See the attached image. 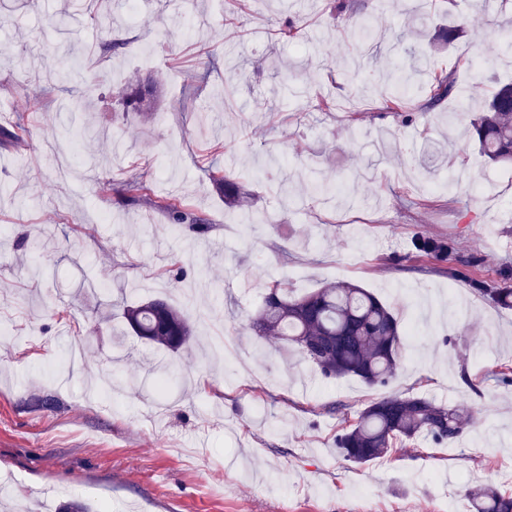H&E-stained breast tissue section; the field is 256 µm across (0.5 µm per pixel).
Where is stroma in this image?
<instances>
[{
  "mask_svg": "<svg viewBox=\"0 0 512 512\" xmlns=\"http://www.w3.org/2000/svg\"><path fill=\"white\" fill-rule=\"evenodd\" d=\"M0 0V480L13 506L57 512H470L466 491L512 493V308L471 288L512 269V164L469 133L512 81L500 0ZM371 18L360 43L353 19ZM299 21L302 38L277 34ZM426 29L409 34L412 22ZM462 25L449 44L439 30ZM120 43L104 57L99 46ZM454 72L457 96L411 123L387 106L393 60ZM291 79L294 93L284 94ZM157 85L141 117L123 91ZM333 100L329 112L316 100ZM81 100L86 108L73 112ZM243 178L225 204L206 170ZM454 176V192L441 191ZM145 196L124 204L125 181ZM315 181L343 182L328 205ZM209 219L173 228L161 202ZM445 240L442 261L415 238ZM351 281L407 333L384 386L327 380L255 335L268 286L302 295ZM163 297L197 339L179 352L133 336L125 305ZM54 397L46 410L35 397ZM468 407L456 441L420 439L367 465L334 438L371 401Z\"/></svg>",
  "mask_w": 512,
  "mask_h": 512,
  "instance_id": "1",
  "label": "stroma"
}]
</instances>
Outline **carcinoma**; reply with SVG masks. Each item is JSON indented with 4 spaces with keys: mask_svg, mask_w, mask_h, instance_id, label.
Instances as JSON below:
<instances>
[{
    "mask_svg": "<svg viewBox=\"0 0 512 512\" xmlns=\"http://www.w3.org/2000/svg\"><path fill=\"white\" fill-rule=\"evenodd\" d=\"M396 96L393 109H402L415 94L412 77L395 65ZM456 88L445 75L435 84L422 104L434 111ZM152 84L126 96L134 111L147 114L155 98ZM470 132L482 153L493 163L512 161V83L499 85L487 105L470 123ZM208 175L224 194V202L238 204L246 195L244 186L219 166ZM170 223L190 224L199 231L209 225L204 219L173 200L160 204ZM416 254L445 260L449 246L434 238L420 237L413 244ZM473 287L496 304L512 307V272H505L497 288L481 281ZM133 335L172 352L187 347L192 327L182 312L164 298L130 306L124 312ZM251 329L259 336H273L287 348L298 350L326 379L356 377L369 386H384L395 375L401 360L405 336L400 319L372 293L352 282L329 284L303 296H293L287 287L274 284L251 318ZM468 422L467 407L444 405L419 395H394L368 404L356 421L336 436V448L347 462L362 465L391 454L397 442L430 438L440 443L458 439ZM466 497L473 512H512V496L490 483H478Z\"/></svg>",
    "mask_w": 512,
    "mask_h": 512,
    "instance_id": "cac0c4a2",
    "label": "carcinoma"
}]
</instances>
